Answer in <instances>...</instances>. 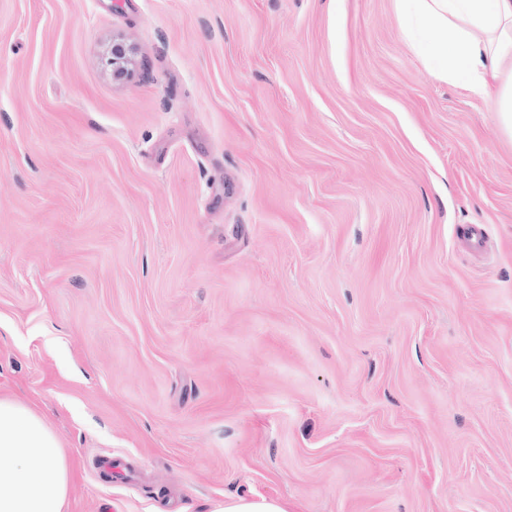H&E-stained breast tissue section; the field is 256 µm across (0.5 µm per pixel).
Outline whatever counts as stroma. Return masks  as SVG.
<instances>
[{"label":"stroma","instance_id":"1","mask_svg":"<svg viewBox=\"0 0 512 512\" xmlns=\"http://www.w3.org/2000/svg\"><path fill=\"white\" fill-rule=\"evenodd\" d=\"M0 398L66 512H512V137L394 0H0ZM134 48L122 39L112 40V77L125 76L134 63ZM212 512H289L288 505L279 499L264 496L233 497L224 500Z\"/></svg>","mask_w":512,"mask_h":512}]
</instances>
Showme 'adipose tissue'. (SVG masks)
<instances>
[{
	"label": "adipose tissue",
	"mask_w": 512,
	"mask_h": 512,
	"mask_svg": "<svg viewBox=\"0 0 512 512\" xmlns=\"http://www.w3.org/2000/svg\"><path fill=\"white\" fill-rule=\"evenodd\" d=\"M427 72L487 101L512 136V0H395ZM66 459L29 407L0 398V512H64Z\"/></svg>",
	"instance_id": "1"
}]
</instances>
